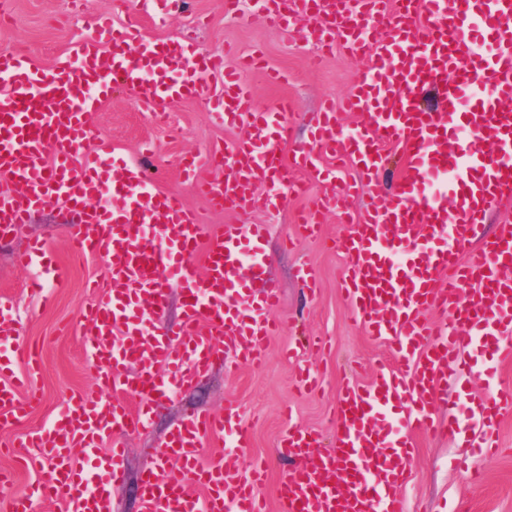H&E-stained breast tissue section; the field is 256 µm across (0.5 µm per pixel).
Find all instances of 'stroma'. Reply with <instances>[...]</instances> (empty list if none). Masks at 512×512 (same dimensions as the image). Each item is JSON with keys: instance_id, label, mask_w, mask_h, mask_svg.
I'll list each match as a JSON object with an SVG mask.
<instances>
[{"instance_id": "stroma-1", "label": "stroma", "mask_w": 512, "mask_h": 512, "mask_svg": "<svg viewBox=\"0 0 512 512\" xmlns=\"http://www.w3.org/2000/svg\"><path fill=\"white\" fill-rule=\"evenodd\" d=\"M131 9L141 13L145 40L193 38L200 53L223 55L228 69L235 67L237 59L226 54V47L262 56L278 73V81H268L261 71L248 74L247 79L257 106L285 100L293 107L292 138L279 146L285 156L309 140L325 100H342L367 66L365 57L342 45L332 55H322L309 35L307 19H297L288 30L278 31L266 24L262 13L248 7L238 17L225 14L224 0H184L180 10L164 17L159 16L154 0H85L80 14L73 13L70 0H12L8 19L0 24V48L14 49L33 65L48 68L96 17H111L118 25ZM213 109L210 100L179 101L170 104L165 117L158 120L133 96L118 94L91 113L89 121L110 143L112 159L143 161L160 190L204 213L211 226L267 225V279L280 292L276 317L283 332L267 342L261 367L229 373L223 365H215L206 377L181 387L171 401L154 410L146 431L123 438L125 475L111 490L112 512H142V475L186 414L220 413L228 404L237 407L249 440L236 448L215 441L209 449L223 453L225 463L243 475L256 461H263L266 480L255 492L267 502L268 512H279L278 489L290 466L288 459L276 453L281 436L288 428H301L316 433L322 447H332L336 405L343 389L366 385L383 363L395 360L382 341L371 339L349 319L341 294L347 264L334 247L336 238L349 233V225L332 212L324 215L318 236H301L296 225L298 212L314 208L332 188L358 180V173L343 159L329 157L322 161L329 180L310 179L305 194L286 199L279 207L210 210L184 181L180 159L189 152L205 154L211 145L242 136L241 128L215 123ZM76 218V211L64 207L35 213L29 223L12 227L7 246H0V298L13 307L27 354L39 360L31 385L37 405L28 416L0 429V472L10 480L0 491V512H10L13 498L29 494L39 477L36 470L20 466L31 435L65 412L75 397L99 392L87 365L80 314L97 290L111 289L112 281L100 260L71 259L65 225ZM36 239L46 240L49 259L64 270L63 277L49 285L51 304L46 308L28 289L38 269H22L14 263L15 254ZM306 265L316 271L312 294L300 277ZM291 343L299 347L293 361L283 356L284 347ZM492 361L493 378L463 373L449 381L448 403L439 408V419L461 415L468 398L512 391V355ZM303 364L320 375L316 392L304 393L295 387L296 370ZM493 434L498 453L490 459L474 452L478 438L468 431L449 437L426 432L411 435L414 452L404 489L406 512H512V411L502 413Z\"/></svg>"}]
</instances>
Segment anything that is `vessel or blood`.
Listing matches in <instances>:
<instances>
[{
    "label": "vessel or blood",
    "mask_w": 512,
    "mask_h": 512,
    "mask_svg": "<svg viewBox=\"0 0 512 512\" xmlns=\"http://www.w3.org/2000/svg\"><path fill=\"white\" fill-rule=\"evenodd\" d=\"M278 28L298 16L315 33L330 32L324 48L356 38L353 50L370 63L342 106L324 105L306 145L283 160L289 107L256 108L244 71L197 53L179 40L145 41L136 22L113 27L99 17L46 70L0 49V234L53 206L81 214L68 225L72 254L101 259L116 289L82 314L88 366L111 399L80 397L30 445L49 464L32 497L62 501L66 512H111L109 487L122 478L121 440L146 428L152 409L176 389L204 376L216 360L225 369L260 365L265 340L276 333L271 312L279 292L265 283L261 224L208 230L197 211L155 189L145 167L123 163L106 175L108 146L86 119L117 93L161 112L180 99L219 94L216 119L244 127V136L189 156L184 172L212 207H270L299 194L289 169L321 176L318 159L343 153L367 180L379 182L384 144H401L400 166L384 203L362 208L351 232L337 241L347 258L343 284L352 319L388 342L396 364L381 366L361 388H346L336 409V440L318 452L315 433L288 429L278 451L294 462L281 482V512H406L403 489L412 455L384 415L406 403L407 431L443 430L434 419L438 393L459 369L458 353L474 341L501 350L512 344V225L484 236L481 223L512 200V0H255ZM490 43L491 53L478 44ZM358 112L352 134L336 124L337 109ZM270 181L273 195L255 187ZM354 184L326 196L321 209L350 212ZM204 262H197V254ZM44 241L15 260L57 280ZM183 293L182 319L170 334L155 332L154 315L170 285ZM20 332L0 304V374ZM26 379L0 383V415L18 418L35 403ZM140 400L131 409L126 394ZM512 409V394L468 400V425L478 427L485 454L496 417ZM245 441L236 408L223 416L193 413L157 451L159 463L142 478L144 512H265L251 478L226 470L223 456L204 455L212 438ZM83 459H76L75 449Z\"/></svg>",
    "instance_id": "vessel-or-blood-1"
}]
</instances>
